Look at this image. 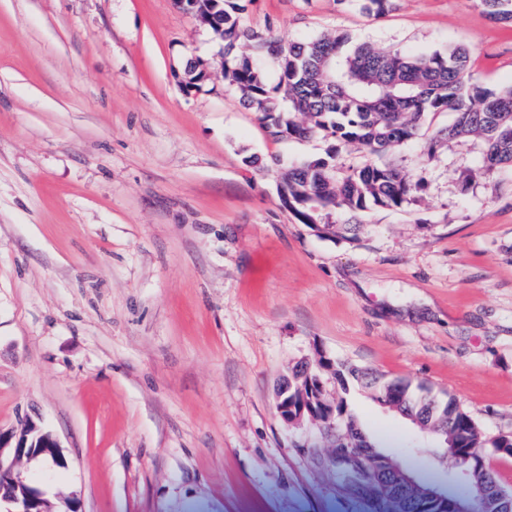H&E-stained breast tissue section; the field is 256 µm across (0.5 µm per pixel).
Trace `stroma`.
Here are the masks:
<instances>
[{
  "mask_svg": "<svg viewBox=\"0 0 512 512\" xmlns=\"http://www.w3.org/2000/svg\"><path fill=\"white\" fill-rule=\"evenodd\" d=\"M241 21L285 43L462 44L473 82L512 85V25L477 0H251ZM219 51L174 0H0V427L34 410L58 439L66 468H21L53 512H368L321 426L274 408L319 351L512 432V169L485 171L476 141L432 147L454 119L436 114L384 155L421 196L321 235L278 188L327 141L270 139ZM191 57L212 76L186 92ZM346 399L403 469L447 483L432 437ZM344 8H355L374 16H382L391 10L394 0H336Z\"/></svg>",
  "mask_w": 512,
  "mask_h": 512,
  "instance_id": "1",
  "label": "stroma"
}]
</instances>
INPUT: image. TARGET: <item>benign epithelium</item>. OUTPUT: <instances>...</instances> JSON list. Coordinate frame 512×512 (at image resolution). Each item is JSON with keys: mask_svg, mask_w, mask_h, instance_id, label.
Masks as SVG:
<instances>
[{"mask_svg": "<svg viewBox=\"0 0 512 512\" xmlns=\"http://www.w3.org/2000/svg\"><path fill=\"white\" fill-rule=\"evenodd\" d=\"M333 372L335 362L321 355L312 364L302 361L294 367L297 376L283 377L277 387L276 410L287 425L299 426L305 420L321 421L330 430L336 428V401L323 395L324 383L313 368ZM456 459V476L471 482L472 498L461 499L448 490L425 485L403 471L391 457L374 448H358V458L372 469L382 490H393L401 499L416 503L413 512H473V502L482 505V512H507L512 496L493 484L474 478L476 465L471 451L449 448ZM39 460L47 466L65 467L67 460L56 437L27 417L18 430L0 429V502L16 506L14 512H52L43 494L31 486L19 471L24 461Z\"/></svg>", "mask_w": 512, "mask_h": 512, "instance_id": "7a95c632", "label": "benign epithelium"}]
</instances>
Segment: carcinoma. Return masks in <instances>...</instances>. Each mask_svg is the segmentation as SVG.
<instances>
[{"label": "carcinoma", "instance_id": "1", "mask_svg": "<svg viewBox=\"0 0 512 512\" xmlns=\"http://www.w3.org/2000/svg\"><path fill=\"white\" fill-rule=\"evenodd\" d=\"M245 2L205 0L197 9L202 24L224 42L225 80L242 105L257 112L269 138L303 141L321 133L330 141L323 155L289 168L282 177L279 193L288 197L302 223L313 225L322 214L336 210L358 213L372 205L400 208L414 200L422 183L395 165L366 164L342 171L336 154L347 145L382 154L416 138L430 113L454 114L453 123L435 133L434 144L474 137L483 144L486 170L512 168V87L492 92L473 83L467 72V48L411 54L400 48L379 51L363 43L347 53L348 36L337 31L286 45L274 37L269 24L256 28L241 23ZM336 2L382 16L394 0ZM477 2L491 21L512 24V0ZM259 58L275 62L277 83L268 82ZM350 378L370 390L380 404L396 399L402 414L419 418L441 443L450 434L457 447L472 449L476 475L498 484L482 448H501L505 437L486 441L454 398L440 407L416 388L404 387L393 396L391 384L378 374L336 364V382L344 387ZM346 434L373 446L342 402L336 406V435ZM336 473L355 491L368 495L370 479L365 469L338 462Z\"/></svg>", "mask_w": 512, "mask_h": 512}]
</instances>
